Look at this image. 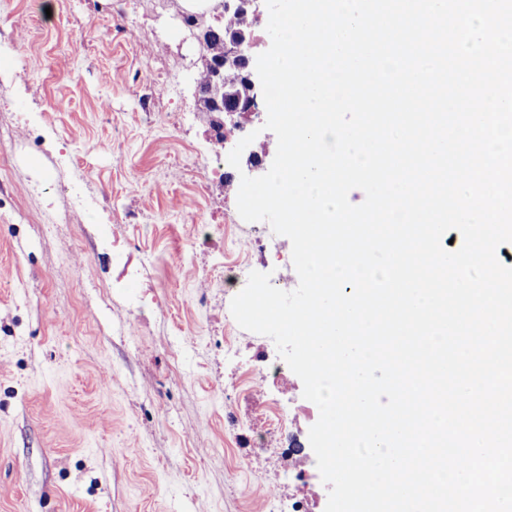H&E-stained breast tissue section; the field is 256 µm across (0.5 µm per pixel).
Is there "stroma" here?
I'll return each mask as SVG.
<instances>
[{"label": "stroma", "mask_w": 512, "mask_h": 512, "mask_svg": "<svg viewBox=\"0 0 512 512\" xmlns=\"http://www.w3.org/2000/svg\"><path fill=\"white\" fill-rule=\"evenodd\" d=\"M186 12L0 0V512H268L298 490L263 407L313 421L298 376L254 378L276 346L217 276L264 265L233 167L203 171ZM46 180L87 207L32 196Z\"/></svg>", "instance_id": "35a3bbf8"}]
</instances>
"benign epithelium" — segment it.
Instances as JSON below:
<instances>
[{
    "label": "benign epithelium",
    "mask_w": 512,
    "mask_h": 512,
    "mask_svg": "<svg viewBox=\"0 0 512 512\" xmlns=\"http://www.w3.org/2000/svg\"><path fill=\"white\" fill-rule=\"evenodd\" d=\"M263 0H224V10L244 11L258 14L262 12ZM250 36L234 33L224 38V56L208 61L209 74L203 80H195V94L200 110L215 114L213 129L221 133L225 121L238 129L260 118L258 90L254 80V61L250 53ZM241 66L246 70V95H227L224 92V67Z\"/></svg>",
    "instance_id": "7a95c632"
}]
</instances>
